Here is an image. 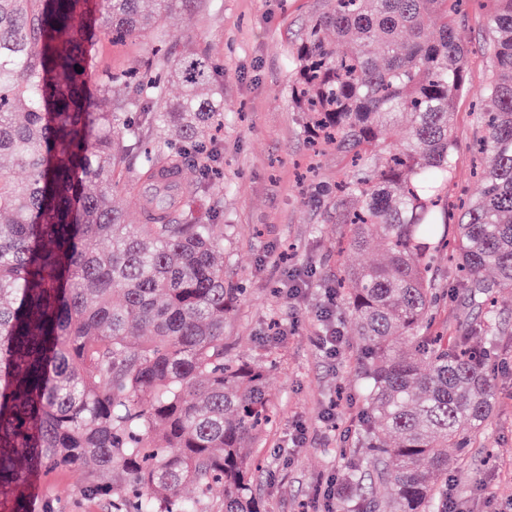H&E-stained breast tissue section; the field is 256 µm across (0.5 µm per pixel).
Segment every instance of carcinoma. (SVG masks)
Instances as JSON below:
<instances>
[{
    "label": "carcinoma",
    "mask_w": 512,
    "mask_h": 512,
    "mask_svg": "<svg viewBox=\"0 0 512 512\" xmlns=\"http://www.w3.org/2000/svg\"><path fill=\"white\" fill-rule=\"evenodd\" d=\"M155 2L0 0V512H27V475L64 467L109 512H266L251 449L274 409L267 367L224 350L243 293L224 283V225L196 214L182 182L161 179L189 163L215 169L198 146L224 119V87L208 56L157 53L95 69L110 107L90 111L89 44L162 43L173 10L205 5ZM492 2L477 140L489 161L452 240L458 288L486 327L491 301L512 287V0ZM462 6L330 0L291 54L294 110L346 160L338 254L384 251L336 268L366 359L351 512H370L365 467L392 512H440L448 472L493 414L495 335L478 345L469 329L424 332L469 89ZM402 118L408 136L394 143ZM128 183L146 186L142 224L112 204Z\"/></svg>",
    "instance_id": "obj_1"
}]
</instances>
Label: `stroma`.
<instances>
[{
  "instance_id": "obj_1",
  "label": "stroma",
  "mask_w": 512,
  "mask_h": 512,
  "mask_svg": "<svg viewBox=\"0 0 512 512\" xmlns=\"http://www.w3.org/2000/svg\"><path fill=\"white\" fill-rule=\"evenodd\" d=\"M326 0H209L205 10L187 8L165 22L173 54L209 56L224 86L223 174L195 190L204 211L224 224V279L244 288L224 334L233 354L256 361L276 358L268 391L278 408L274 426L256 446L262 467L254 488L268 512H348L349 496L325 502L327 481L341 483L362 433L359 373L364 360L343 308L335 323L343 334L336 359L316 344L326 289L336 285V242L341 233L330 194L342 161L335 151L313 155L288 85L290 49L300 31L323 11ZM484 9L474 0L465 19L473 50L471 91L454 125L455 164L450 205L475 195L471 144L475 114L483 105L481 51L487 42ZM299 282L297 298L277 289ZM442 298L434 331L456 333L466 323V300L450 263L435 280ZM496 356L491 363L496 399L491 422L477 439L464 469L448 474V494L458 512H512V289L496 298ZM334 418L324 421L325 409ZM305 442L291 443L295 422ZM78 473L63 469L40 478L30 512H106L74 491Z\"/></svg>"
}]
</instances>
